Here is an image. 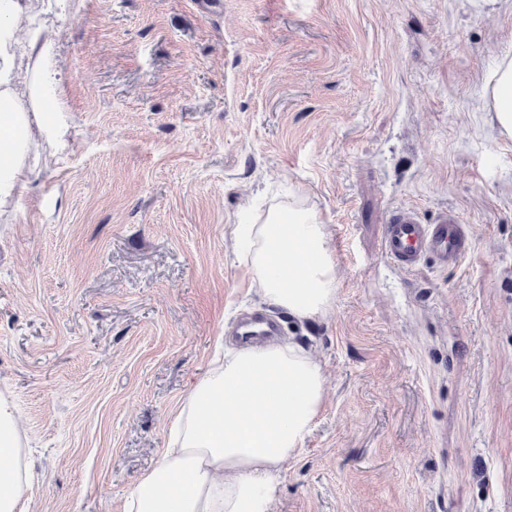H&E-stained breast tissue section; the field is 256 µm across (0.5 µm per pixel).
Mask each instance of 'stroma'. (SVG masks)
<instances>
[{"instance_id": "obj_1", "label": "stroma", "mask_w": 512, "mask_h": 512, "mask_svg": "<svg viewBox=\"0 0 512 512\" xmlns=\"http://www.w3.org/2000/svg\"><path fill=\"white\" fill-rule=\"evenodd\" d=\"M75 137L37 146L0 215V392L28 512H124L169 417L244 310L252 204L302 187L336 259L332 313L281 315L327 399L272 512H512V139L486 82L512 0H31ZM454 209L458 267L381 255L397 207Z\"/></svg>"}]
</instances>
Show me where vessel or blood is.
<instances>
[{
  "instance_id": "obj_1",
  "label": "vessel or blood",
  "mask_w": 512,
  "mask_h": 512,
  "mask_svg": "<svg viewBox=\"0 0 512 512\" xmlns=\"http://www.w3.org/2000/svg\"><path fill=\"white\" fill-rule=\"evenodd\" d=\"M472 249V239L456 212L442 211L433 223H423L414 208L398 207L389 215L381 240V254L398 269L412 271L422 261L433 260L439 267H456ZM276 324L254 315L240 324L238 335L249 339L273 336Z\"/></svg>"
}]
</instances>
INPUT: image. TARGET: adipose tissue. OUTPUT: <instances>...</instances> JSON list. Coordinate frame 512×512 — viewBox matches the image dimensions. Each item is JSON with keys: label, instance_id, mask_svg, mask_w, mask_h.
Instances as JSON below:
<instances>
[{"label": "adipose tissue", "instance_id": "adipose-tissue-1", "mask_svg": "<svg viewBox=\"0 0 512 512\" xmlns=\"http://www.w3.org/2000/svg\"><path fill=\"white\" fill-rule=\"evenodd\" d=\"M54 42L35 26L27 0H0V210L30 189L33 130L64 147ZM36 78L15 82L19 54ZM489 121L512 138V57L486 86ZM245 268L265 301L303 321L336 304L330 234L304 189L265 211L242 212L235 228ZM327 398L321 362L286 341L254 343L215 357L168 420L167 448L125 494L124 512H270L283 464L301 449ZM20 420L0 396V512H26L27 460Z\"/></svg>", "mask_w": 512, "mask_h": 512}]
</instances>
